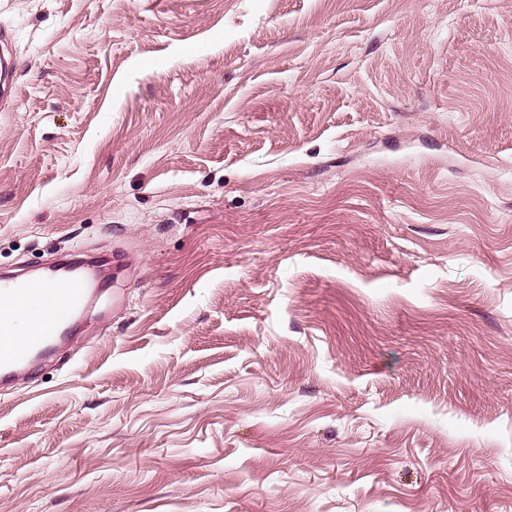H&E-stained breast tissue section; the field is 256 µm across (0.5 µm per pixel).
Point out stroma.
Returning <instances> with one entry per match:
<instances>
[{
	"instance_id": "obj_1",
	"label": "stroma",
	"mask_w": 512,
	"mask_h": 512,
	"mask_svg": "<svg viewBox=\"0 0 512 512\" xmlns=\"http://www.w3.org/2000/svg\"><path fill=\"white\" fill-rule=\"evenodd\" d=\"M0 30V272L112 277L0 390V512H512V0Z\"/></svg>"
}]
</instances>
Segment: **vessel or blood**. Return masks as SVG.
<instances>
[{
	"label": "vessel or blood",
	"instance_id": "b4317fda",
	"mask_svg": "<svg viewBox=\"0 0 512 512\" xmlns=\"http://www.w3.org/2000/svg\"><path fill=\"white\" fill-rule=\"evenodd\" d=\"M88 264L67 265L54 278L42 281L0 279V304L23 306L32 315L30 330L0 347V382L26 374L34 360L67 340L87 301L99 284Z\"/></svg>",
	"mask_w": 512,
	"mask_h": 512
}]
</instances>
